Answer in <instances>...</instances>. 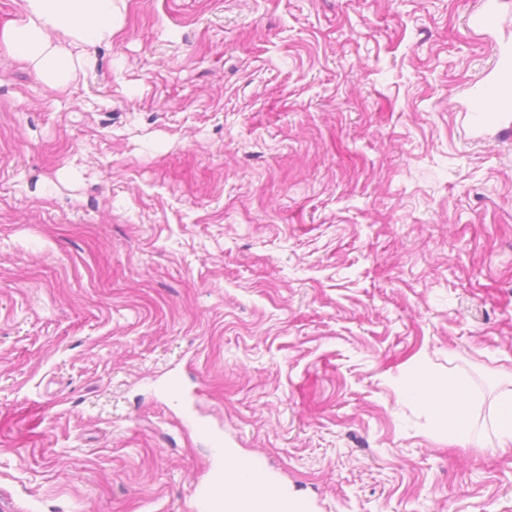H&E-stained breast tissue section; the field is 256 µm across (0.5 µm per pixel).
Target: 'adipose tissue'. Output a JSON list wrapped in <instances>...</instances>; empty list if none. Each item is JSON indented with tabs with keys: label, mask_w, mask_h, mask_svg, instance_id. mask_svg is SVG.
Masks as SVG:
<instances>
[{
	"label": "adipose tissue",
	"mask_w": 512,
	"mask_h": 512,
	"mask_svg": "<svg viewBox=\"0 0 512 512\" xmlns=\"http://www.w3.org/2000/svg\"><path fill=\"white\" fill-rule=\"evenodd\" d=\"M116 22L115 0H23L21 17L0 32V41L42 82L59 89L77 78L90 48L111 42ZM405 397L433 414L449 442L461 448L475 444L464 382L442 379L417 363ZM265 497L253 462L233 459L224 472V512H248Z\"/></svg>",
	"instance_id": "adipose-tissue-1"
}]
</instances>
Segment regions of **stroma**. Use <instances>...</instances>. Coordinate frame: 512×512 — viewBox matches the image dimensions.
I'll use <instances>...</instances> for the list:
<instances>
[{
    "label": "stroma",
    "mask_w": 512,
    "mask_h": 512,
    "mask_svg": "<svg viewBox=\"0 0 512 512\" xmlns=\"http://www.w3.org/2000/svg\"><path fill=\"white\" fill-rule=\"evenodd\" d=\"M116 0L66 89L0 44V512H512V0ZM463 381L480 446L402 399ZM486 83L497 93L496 105L492 112L496 118L511 116L512 112V48L499 46L494 66L485 74ZM495 437L498 447L504 448L512 444V393L506 392L500 399V416ZM266 489L253 462L246 457L232 458L224 472V511L244 512L262 502Z\"/></svg>",
    "instance_id": "1"
}]
</instances>
